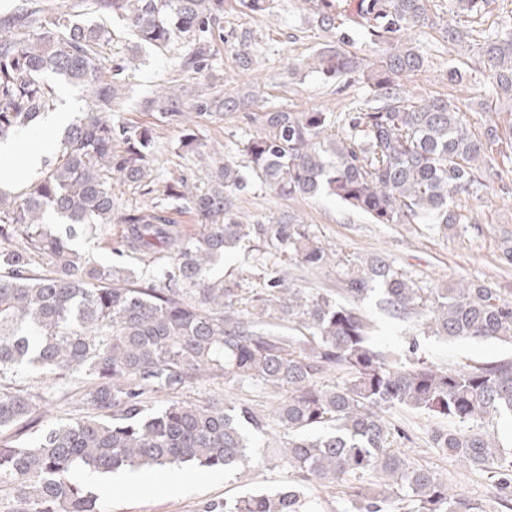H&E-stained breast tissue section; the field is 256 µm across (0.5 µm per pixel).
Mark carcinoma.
<instances>
[{"label":"carcinoma","instance_id":"carcinoma-1","mask_svg":"<svg viewBox=\"0 0 512 512\" xmlns=\"http://www.w3.org/2000/svg\"><path fill=\"white\" fill-rule=\"evenodd\" d=\"M86 2L112 12L144 46L181 42L179 67L204 79L201 90L171 87L140 99L138 109L177 125L243 111L256 132L242 142L244 170L213 161L187 135L183 146L205 160L206 187L182 179L150 206L118 212L112 184L147 182L154 137L107 117L125 99L124 86L96 64L108 31L44 8L0 18V142L36 129L53 109L46 75L93 95L44 177L17 201L0 196V431L40 428L28 445L0 437V512H96V498L76 481L83 468L238 469L268 423L247 400H184L205 375L283 394L275 410L287 436L280 454L299 479L205 512H319L306 494L311 486L333 489L355 512H486L400 451L407 435L383 415L394 406L448 419L431 430L432 447L467 470L496 473L498 499L508 507L512 460L484 424L512 417V360L445 367L418 356L415 344L406 354L385 352L372 343L359 303L379 287L381 310L420 318L429 336L512 343V300L463 281L425 290L379 254L353 264L343 299L305 292L272 266L290 254L318 268L329 253L299 215L248 222L235 200L252 179L290 196H333L374 224L430 222L448 231L472 223L456 200L509 189L497 157L512 151V129L505 135L489 123L476 135L451 99H413L404 80L429 55L410 34L437 29L459 52H475L495 94L512 99V23L473 37L471 22L486 0H451L448 17L431 0H349L343 10L337 0H305L313 23L332 37L308 72L338 93L359 82L369 93L336 112L255 111L252 97L206 92L216 78L212 28L224 0ZM349 21L378 49L367 69L341 49L353 42ZM178 208L199 218L200 235L174 224L170 211ZM49 211L60 219L57 230L45 223ZM112 222L124 225L115 252L165 259L151 282H138L122 264H91L74 248L75 237ZM257 238L268 246L260 263L268 274L265 288L247 298L210 271L227 250ZM23 369L50 373L62 386L78 378L91 413L46 422L44 393L17 383ZM333 373L346 379L326 383ZM158 393L168 397L162 406L152 403Z\"/></svg>","mask_w":512,"mask_h":512}]
</instances>
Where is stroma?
<instances>
[{
    "mask_svg": "<svg viewBox=\"0 0 512 512\" xmlns=\"http://www.w3.org/2000/svg\"><path fill=\"white\" fill-rule=\"evenodd\" d=\"M90 19L116 32L115 40L97 57L102 74L118 77L138 96L174 84L195 87L194 74L177 68L180 44L156 51L140 46L132 31L117 24L111 13L96 12ZM221 25L224 38L215 44L214 59L218 92L250 91L257 95L259 104L294 111L337 108L366 93L365 85L358 84L337 94L308 71L291 73V63L309 60L328 41L327 34L312 23L305 0H275L272 8L260 15L242 11L238 0H224ZM242 29L252 30L264 46L248 65L239 62V46L231 36L232 31ZM413 38L430 54L431 62L422 72L407 78L410 94L420 99L452 95L461 109L471 112L478 127L490 117L499 122L512 120V103L497 98L480 74H473L462 87L449 89V68L463 65L465 58L443 42L439 32L424 29L414 32ZM109 117L117 125L152 128L155 137L150 192L116 186L112 191L116 209L149 205L160 196L166 183L177 178L203 181V166L196 153L183 145L186 132L182 126L165 123L158 113L138 112L126 104L115 107ZM252 132V126L240 118L207 121L194 129L207 151L239 165L245 162L240 144ZM458 205L471 212L474 221L446 234L429 224H374L333 197L286 196L257 183L237 194V208L245 218L272 220L288 212L299 214L322 246L335 252V264L317 270L303 267L296 259L281 258L277 269L294 287L308 292L339 290L349 260L380 254L423 288L463 280L512 297V265L501 261L504 246L512 247V193L465 196ZM255 255L251 247L239 246L225 254L223 264L216 266L213 274L246 289L261 287ZM380 298L376 291L361 303L373 325V340L380 347L403 352L414 343L419 355L444 366L512 359V346L494 340L447 342L425 336L416 319L389 317L379 306ZM386 416L408 433L402 449L411 459L443 475L457 491L482 501L489 512H506L496 503L495 479L490 473L461 470L454 458L440 456L430 446L429 433L436 426V419L400 407L390 408ZM180 471L185 479L178 485L147 483L143 471L108 475L110 490L97 493V508L99 512H203L207 504L232 501L255 491L277 490L297 479L286 463L274 458L261 444L246 469L227 474L185 464Z\"/></svg>",
    "mask_w": 512,
    "mask_h": 512,
    "instance_id": "stroma-1",
    "label": "stroma"
}]
</instances>
